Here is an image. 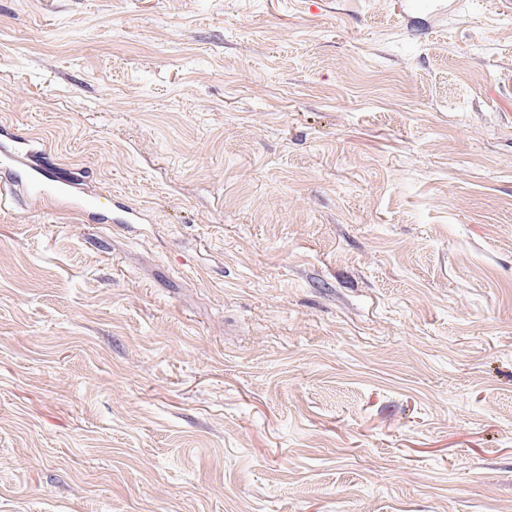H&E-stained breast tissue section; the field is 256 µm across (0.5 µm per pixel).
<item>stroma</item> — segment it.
<instances>
[{
  "label": "stroma",
  "instance_id": "1",
  "mask_svg": "<svg viewBox=\"0 0 512 512\" xmlns=\"http://www.w3.org/2000/svg\"><path fill=\"white\" fill-rule=\"evenodd\" d=\"M0 512H512V0H0ZM0 177V210H15L19 208L21 197L25 194L34 193L42 198L51 199L52 197H66L72 193L71 184L65 179H59L40 173V183L43 186V192H33L27 184L19 183L11 177Z\"/></svg>",
  "mask_w": 512,
  "mask_h": 512
}]
</instances>
